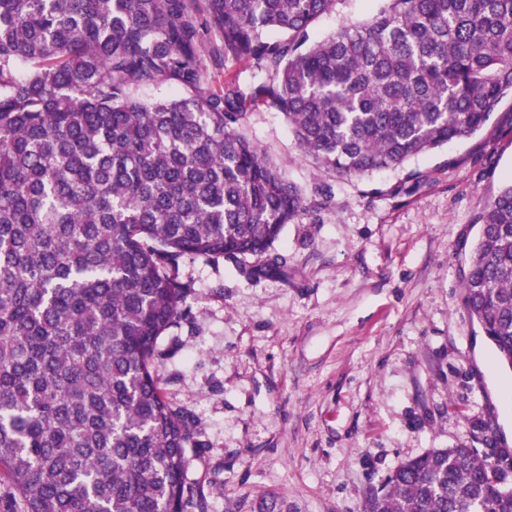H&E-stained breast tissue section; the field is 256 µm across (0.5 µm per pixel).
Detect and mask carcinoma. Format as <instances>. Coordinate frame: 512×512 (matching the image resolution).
Wrapping results in <instances>:
<instances>
[{"label":"carcinoma","instance_id":"cac0c4a2","mask_svg":"<svg viewBox=\"0 0 512 512\" xmlns=\"http://www.w3.org/2000/svg\"><path fill=\"white\" fill-rule=\"evenodd\" d=\"M338 0H206L224 56L267 79L201 88L196 0H0V512H205L195 428L158 341L186 258L288 276L307 211L241 132L282 113L317 167L396 169L481 131L512 97V0H387L311 39ZM180 96L146 100L142 88ZM464 304L512 368V184L476 219ZM461 442L400 463L364 512H512V452Z\"/></svg>","mask_w":512,"mask_h":512}]
</instances>
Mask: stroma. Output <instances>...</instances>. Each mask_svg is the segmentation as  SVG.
<instances>
[{"mask_svg": "<svg viewBox=\"0 0 512 512\" xmlns=\"http://www.w3.org/2000/svg\"><path fill=\"white\" fill-rule=\"evenodd\" d=\"M384 0H338L320 40ZM200 42L205 89L262 75ZM245 135L300 188L307 215L274 252L288 276L243 278L233 262L188 259L187 316L158 343L169 403L195 424L188 483L206 512H362L403 460L470 440L473 424L512 449V369L464 304L476 214L512 183V99L484 129L358 178L320 171L285 117L249 106Z\"/></svg>", "mask_w": 512, "mask_h": 512, "instance_id": "obj_1", "label": "stroma"}]
</instances>
